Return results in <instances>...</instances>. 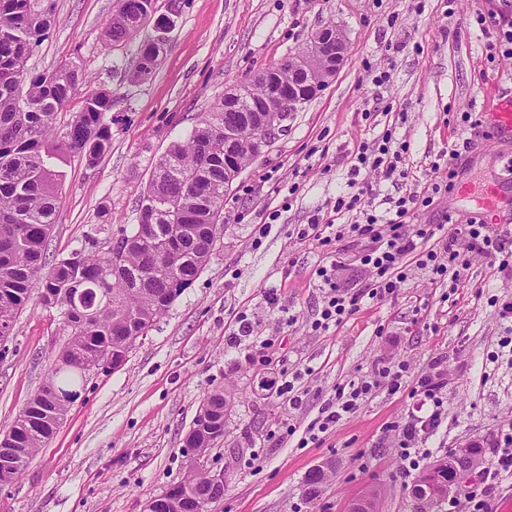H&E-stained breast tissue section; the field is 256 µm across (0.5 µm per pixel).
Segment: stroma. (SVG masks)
I'll list each match as a JSON object with an SVG mask.
<instances>
[{
  "label": "stroma",
  "instance_id": "stroma-1",
  "mask_svg": "<svg viewBox=\"0 0 512 512\" xmlns=\"http://www.w3.org/2000/svg\"><path fill=\"white\" fill-rule=\"evenodd\" d=\"M56 22L31 52L40 73L79 63L90 89L112 90V150L96 166L73 157L64 167L50 254L67 256L94 235L100 210L113 225L133 224L156 161L185 130L209 115L225 87L250 79L312 35L336 27L344 63L294 112L288 130L248 165L224 199V227L210 260L137 340L124 365L92 374L54 437L23 475L0 486V512H144L146 503L187 471L184 437L204 398L223 391L224 436L207 467L224 475L212 512H349L371 488L378 512H420L388 423L407 416L409 387H380L357 413L305 441L337 386L401 363L409 378L442 361L448 373L442 423L425 446L430 461L471 444L491 466L502 430L512 424V351L501 340L512 320V268L495 256L472 257L457 287L411 268L396 294L364 300L340 326L313 329L324 304L314 271L324 249L299 239L312 216L330 218L348 190L349 155L391 127L410 142L402 164L418 183L456 171L469 196L435 194L418 224L444 217L466 224L482 215L487 181H507L501 154L512 141L487 127L470 130L464 112H484L512 96V58L493 50L495 31L477 14L512 24V0H179L163 60L145 81L129 76L145 24L113 46L106 35L119 0H52ZM388 72L386 86L372 82ZM278 212L268 223L269 212ZM277 295L271 306L269 295ZM247 312L249 332L236 315ZM57 310L31 300L0 359V431L42 384L66 342ZM294 381L301 402L263 388L266 376ZM324 466L316 498L306 474Z\"/></svg>",
  "mask_w": 512,
  "mask_h": 512
}]
</instances>
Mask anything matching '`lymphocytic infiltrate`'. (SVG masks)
I'll return each mask as SVG.
<instances>
[{
    "label": "lymphocytic infiltrate",
    "instance_id": "obj_1",
    "mask_svg": "<svg viewBox=\"0 0 512 512\" xmlns=\"http://www.w3.org/2000/svg\"><path fill=\"white\" fill-rule=\"evenodd\" d=\"M408 150V144L395 141L388 128L372 143L360 145L351 159V191L336 202L337 213L350 215V223L337 225L315 218L300 229L301 238L318 241L324 247L347 236L371 242L369 248L355 257L356 262L371 272L367 293L351 294L341 287L338 272L344 262L340 254L331 255L329 262L316 269L317 285L323 288L325 301L314 322L315 328L342 324L359 311L364 298L384 300L394 295L412 266L427 270L432 279L441 280L449 275L459 276L468 267L469 256L473 253H493L499 255L502 265L512 264V241L495 233L492 225L481 220L451 225L442 247L431 246L430 241L435 235L432 225L410 222L409 216L432 203L434 194L441 190L439 184L410 191L398 198L386 214L376 212L368 196L369 185L362 181V174L381 170L409 179L408 169L401 166ZM445 386L442 373L419 377L410 390L411 411L405 419L388 426L399 441L400 456L409 469H418L427 458L416 444L419 438L432 436L440 427ZM377 387V381L364 378L337 386L332 401L314 422V430L324 433L335 427L354 414ZM511 474L512 427L501 434L491 469L486 470L480 482L467 486L459 498L450 500L448 512H492L491 500L498 479Z\"/></svg>",
    "mask_w": 512,
    "mask_h": 512
}]
</instances>
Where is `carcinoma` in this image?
I'll return each mask as SVG.
<instances>
[{
    "instance_id": "cac0c4a2",
    "label": "carcinoma",
    "mask_w": 512,
    "mask_h": 512,
    "mask_svg": "<svg viewBox=\"0 0 512 512\" xmlns=\"http://www.w3.org/2000/svg\"><path fill=\"white\" fill-rule=\"evenodd\" d=\"M28 0H0V336H11L19 315L33 298L60 312L68 342L54 358L37 392L0 434V485L20 477L38 449L63 423L69 405L87 381L88 367L100 356L122 350L128 340L147 335L172 305L169 288L182 293L199 278L218 238L210 226L224 224V118L236 112L224 101L172 143L157 160L139 200V223L112 230L100 213L107 236L57 258L48 240L60 202L59 164L77 154L95 166L112 149V89L85 96L62 131L55 120L78 95L86 76L76 62L42 73L27 72L33 44L55 21L50 8L30 10ZM157 0H120L108 23L112 41L122 43L151 19L161 24ZM165 42L155 38L138 48L135 81L151 77ZM173 246L158 261L163 240ZM209 423L189 429L184 445L204 454L224 437V392L202 404ZM455 452L424 475L446 485L456 479ZM186 497H169L158 512H210L208 477L187 471Z\"/></svg>"
}]
</instances>
